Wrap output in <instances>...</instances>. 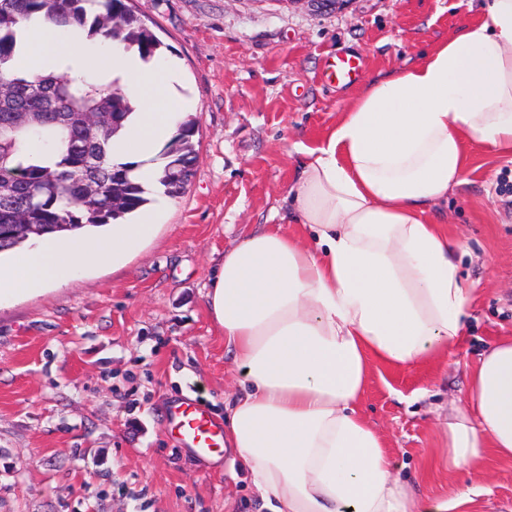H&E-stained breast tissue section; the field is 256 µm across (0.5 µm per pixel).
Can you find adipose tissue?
<instances>
[{
  "label": "adipose tissue",
  "instance_id": "1",
  "mask_svg": "<svg viewBox=\"0 0 512 512\" xmlns=\"http://www.w3.org/2000/svg\"><path fill=\"white\" fill-rule=\"evenodd\" d=\"M109 53L135 109L116 153L156 182L145 160L184 108L174 74L120 45ZM485 144L512 151V0H488L420 61L366 85L305 149L282 223L225 251L205 300L242 376L224 432L271 512H448L470 501L466 489L419 507L358 404L371 364L441 363L460 341L471 291L428 213L463 183L466 146ZM150 229L47 242L0 266V303L119 261ZM440 430L448 453L437 467L512 464V336L470 368L465 403Z\"/></svg>",
  "mask_w": 512,
  "mask_h": 512
}]
</instances>
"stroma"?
Instances as JSON below:
<instances>
[{"instance_id":"obj_1","label":"stroma","mask_w":512,"mask_h":512,"mask_svg":"<svg viewBox=\"0 0 512 512\" xmlns=\"http://www.w3.org/2000/svg\"><path fill=\"white\" fill-rule=\"evenodd\" d=\"M482 0H129L181 76L196 121L185 191L156 196L155 229L113 265L0 305V512H264L231 449L183 448L167 407L190 396L223 419L242 377L205 293L225 250L278 223L303 158L356 87L325 83L328 60L361 57V84L418 61ZM470 169L430 215L462 245L472 290L446 364L374 366L360 410L393 470L428 501L480 487L457 512H512V465L428 472L440 423L460 404L486 345L512 335V153L468 148Z\"/></svg>"}]
</instances>
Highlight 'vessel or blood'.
<instances>
[{
	"label": "vessel or blood",
	"mask_w": 512,
	"mask_h": 512,
	"mask_svg": "<svg viewBox=\"0 0 512 512\" xmlns=\"http://www.w3.org/2000/svg\"><path fill=\"white\" fill-rule=\"evenodd\" d=\"M362 67L359 56L339 54L327 64L324 77L331 83L350 85L358 80ZM167 416L182 444L197 455L207 457L223 447L224 425L215 421L200 401L193 398L177 401L168 407Z\"/></svg>",
	"instance_id": "b4317fda"
}]
</instances>
